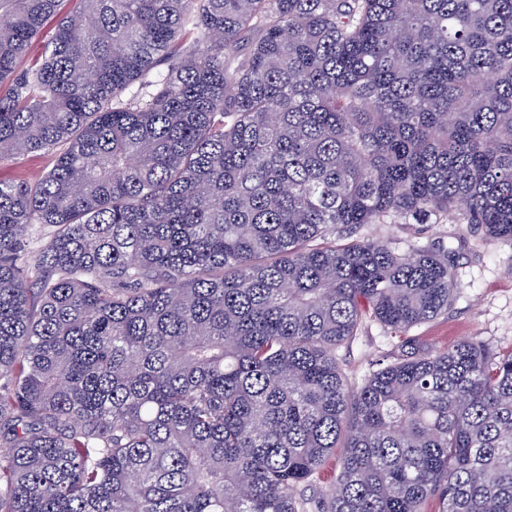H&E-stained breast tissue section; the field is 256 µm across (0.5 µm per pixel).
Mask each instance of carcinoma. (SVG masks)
<instances>
[{"mask_svg": "<svg viewBox=\"0 0 512 512\" xmlns=\"http://www.w3.org/2000/svg\"><path fill=\"white\" fill-rule=\"evenodd\" d=\"M62 2L0 0V512H512V352L336 361L459 269L336 232L512 241V0ZM54 156V153L15 156L0 165V177L34 182L52 168ZM401 342L402 338L395 337L378 321L368 319L352 343L336 350V359L348 381L360 386L378 367L375 364L386 365L398 358ZM341 451L342 449L340 448L336 449V455L330 459L322 476H320V478L315 482H312V486L309 487L310 489L306 491V495L321 497L322 494H327L329 492V490L332 488L333 475L336 472L337 477L338 474L339 456Z\"/></svg>", "mask_w": 512, "mask_h": 512, "instance_id": "carcinoma-1", "label": "carcinoma"}]
</instances>
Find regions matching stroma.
I'll use <instances>...</instances> for the list:
<instances>
[{
  "mask_svg": "<svg viewBox=\"0 0 512 512\" xmlns=\"http://www.w3.org/2000/svg\"><path fill=\"white\" fill-rule=\"evenodd\" d=\"M355 239L383 240L407 249L440 240L459 246L460 293L447 312L410 329L421 348L434 351L463 340H478L493 351L512 352V242L483 234L451 218L428 224H366ZM401 353V340L378 321L367 320L336 359L349 382L361 385L375 364H389Z\"/></svg>",
  "mask_w": 512,
  "mask_h": 512,
  "instance_id": "stroma-1",
  "label": "stroma"
}]
</instances>
